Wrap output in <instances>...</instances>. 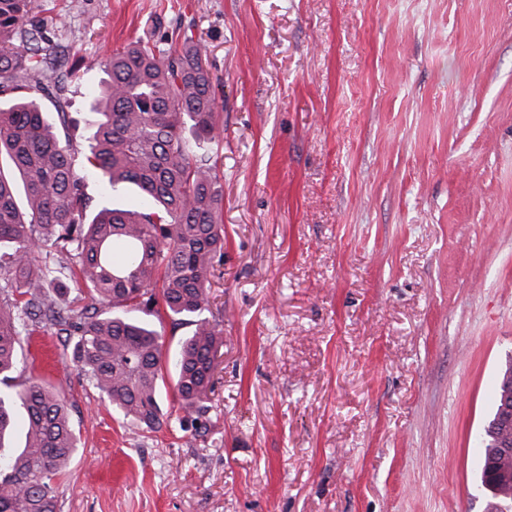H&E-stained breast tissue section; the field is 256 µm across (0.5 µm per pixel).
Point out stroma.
I'll return each mask as SVG.
<instances>
[{"instance_id": "stroma-1", "label": "stroma", "mask_w": 512, "mask_h": 512, "mask_svg": "<svg viewBox=\"0 0 512 512\" xmlns=\"http://www.w3.org/2000/svg\"><path fill=\"white\" fill-rule=\"evenodd\" d=\"M75 65L155 26L206 49L224 345L196 436L101 400L58 336L60 512H488L474 439L512 357V0H31Z\"/></svg>"}]
</instances>
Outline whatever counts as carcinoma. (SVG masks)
<instances>
[{"mask_svg":"<svg viewBox=\"0 0 512 512\" xmlns=\"http://www.w3.org/2000/svg\"><path fill=\"white\" fill-rule=\"evenodd\" d=\"M30 0H0V512H59L56 479L76 450L61 395L37 378L17 381L23 342L38 332L64 337L72 357L112 409L140 426H162V390L172 408L201 417L215 354L224 344L210 310V282L224 255L217 159L218 112L205 49L183 32L106 55L88 103L94 130L73 140L66 112L76 75L39 28ZM50 101L56 120L48 118ZM140 202L93 203L88 180ZM88 300L66 299L70 287ZM192 327L172 352L155 324ZM512 391V361L496 398ZM509 435L478 437L480 488L512 501Z\"/></svg>","mask_w":512,"mask_h":512,"instance_id":"carcinoma-1","label":"carcinoma"}]
</instances>
